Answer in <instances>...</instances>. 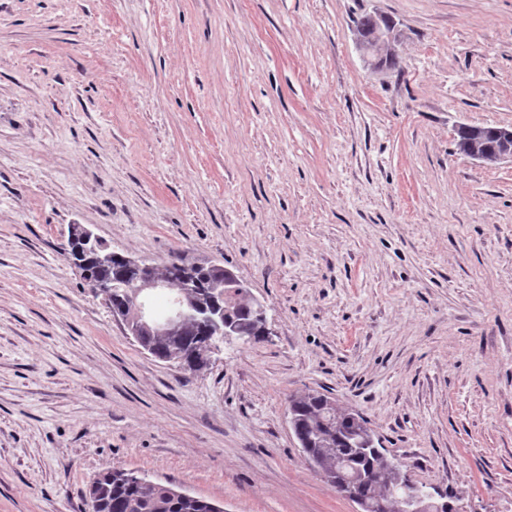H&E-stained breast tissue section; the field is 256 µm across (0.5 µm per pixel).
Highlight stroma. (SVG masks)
<instances>
[{
  "mask_svg": "<svg viewBox=\"0 0 512 512\" xmlns=\"http://www.w3.org/2000/svg\"><path fill=\"white\" fill-rule=\"evenodd\" d=\"M401 34L371 69L364 14ZM512 0H0V512H83L105 468L224 512H357L288 399L362 415L458 512H512ZM232 270L266 309L191 373L68 259ZM498 128L481 125L459 128L456 132V147L460 153L463 150H476L480 154L491 152L498 146ZM502 134L503 138L501 140V148L494 156L486 158L484 156L475 154L468 157L487 165H496L505 162H510L512 164V127H503Z\"/></svg>",
  "mask_w": 512,
  "mask_h": 512,
  "instance_id": "1",
  "label": "stroma"
}]
</instances>
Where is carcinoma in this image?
<instances>
[{
    "mask_svg": "<svg viewBox=\"0 0 512 512\" xmlns=\"http://www.w3.org/2000/svg\"><path fill=\"white\" fill-rule=\"evenodd\" d=\"M497 146L495 126L462 127L456 132V147L460 151L476 150L482 154L493 151ZM90 249L89 276L110 286L107 303L112 313L133 325L138 324V314L127 303V292L140 280L141 273L128 269L122 261L123 254L109 250L102 242L90 246ZM154 275L171 285L169 295L172 299L184 280H192V300L199 309L226 313L243 329L247 343L262 339L258 332L255 303L244 296L228 303L219 269L209 265L198 267L193 262L177 259L156 265ZM207 339L204 326L194 321L186 323L178 336H161L154 331H145L135 337V341L155 358L178 364L185 357L200 354ZM289 412L293 418V432L303 452L327 481L333 480L336 462L340 460L349 461L353 469L372 471L376 479L361 489L369 512H397L398 503L391 494L396 476L389 469L386 458L374 452L362 457L350 447L353 436L363 431L362 426L352 422V414L329 406L327 396L317 392L291 396ZM86 495L94 496L95 512H217L216 503L206 498L186 492L177 495L168 485L152 483L133 471L114 467L100 472L88 486Z\"/></svg>",
    "mask_w": 512,
    "mask_h": 512,
    "instance_id": "1",
    "label": "carcinoma"
}]
</instances>
